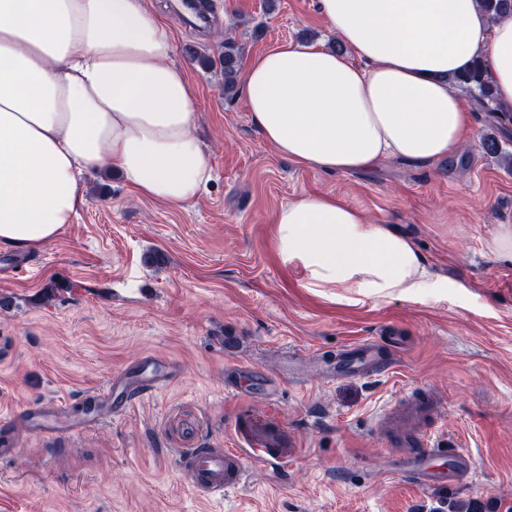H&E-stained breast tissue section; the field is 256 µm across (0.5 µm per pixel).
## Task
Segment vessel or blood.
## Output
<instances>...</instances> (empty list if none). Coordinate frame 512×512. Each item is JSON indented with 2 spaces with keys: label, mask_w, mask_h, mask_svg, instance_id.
Masks as SVG:
<instances>
[{
  "label": "vessel or blood",
  "mask_w": 512,
  "mask_h": 512,
  "mask_svg": "<svg viewBox=\"0 0 512 512\" xmlns=\"http://www.w3.org/2000/svg\"><path fill=\"white\" fill-rule=\"evenodd\" d=\"M153 357L140 359L132 371L121 372L96 395L97 404L115 403L117 409L134 404L154 391L160 382L152 368ZM389 368L377 347L369 342L353 344L337 355L331 376H378ZM441 408L439 395L431 390L384 408L377 419L376 430L388 447L398 449L401 474L423 487L458 484L473 470L472 455L464 448L455 449L454 465L447 471L434 470L431 459L435 452L434 434L429 425ZM235 445L231 448H194L184 461V470L198 495L209 498L238 486L244 475V462L287 463L297 446L294 435L281 422L268 415L246 414L233 424Z\"/></svg>",
  "instance_id": "vessel-or-blood-1"
}]
</instances>
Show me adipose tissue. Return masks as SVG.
I'll return each instance as SVG.
<instances>
[{
	"label": "adipose tissue",
	"mask_w": 512,
	"mask_h": 512,
	"mask_svg": "<svg viewBox=\"0 0 512 512\" xmlns=\"http://www.w3.org/2000/svg\"><path fill=\"white\" fill-rule=\"evenodd\" d=\"M358 63L320 45L282 42L248 63L250 119L264 141L323 172L427 164L472 133L448 84L475 58L495 108L512 112V18L476 0H318ZM171 34L143 0H0V248L55 240L83 203L81 170L116 169L141 197L180 208L211 178L194 134L195 90L169 63ZM283 259L316 288L412 296L430 279L405 237L367 223L332 195L276 214Z\"/></svg>",
	"instance_id": "1"
}]
</instances>
